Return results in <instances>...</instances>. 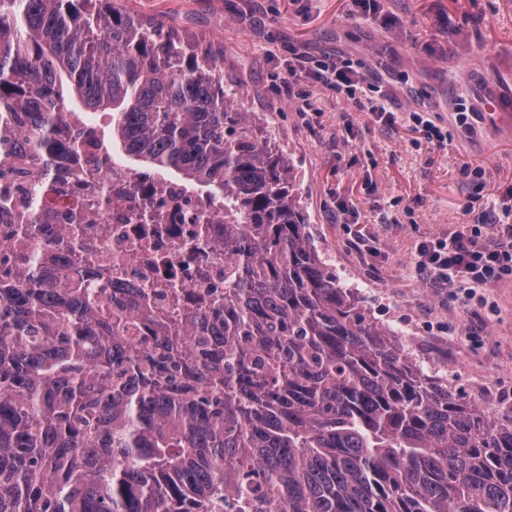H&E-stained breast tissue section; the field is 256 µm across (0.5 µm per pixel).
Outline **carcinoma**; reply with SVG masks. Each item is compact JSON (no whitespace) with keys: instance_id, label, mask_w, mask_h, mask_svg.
Wrapping results in <instances>:
<instances>
[{"instance_id":"carcinoma-1","label":"carcinoma","mask_w":512,"mask_h":512,"mask_svg":"<svg viewBox=\"0 0 512 512\" xmlns=\"http://www.w3.org/2000/svg\"><path fill=\"white\" fill-rule=\"evenodd\" d=\"M112 112L136 215L174 180L224 225V293L104 287L61 203L71 106ZM0 150L51 162L0 195V512H512V416L456 398L322 260L290 159L233 108L224 55L120 0H0ZM62 220L52 241L42 225Z\"/></svg>"}]
</instances>
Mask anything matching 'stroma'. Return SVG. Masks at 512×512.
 <instances>
[{"label":"stroma","instance_id":"stroma-1","mask_svg":"<svg viewBox=\"0 0 512 512\" xmlns=\"http://www.w3.org/2000/svg\"><path fill=\"white\" fill-rule=\"evenodd\" d=\"M192 41L224 50L239 111L266 126L293 166L312 241L370 318L429 375L491 415L512 414V277L473 298L429 282L417 245L463 227L512 192V0H122ZM358 63L385 94L393 125L288 73L292 52ZM304 94L312 117L297 110ZM476 114L457 134L455 104ZM429 112L448 128L439 147L404 120ZM478 167L464 173L463 164Z\"/></svg>","mask_w":512,"mask_h":512}]
</instances>
